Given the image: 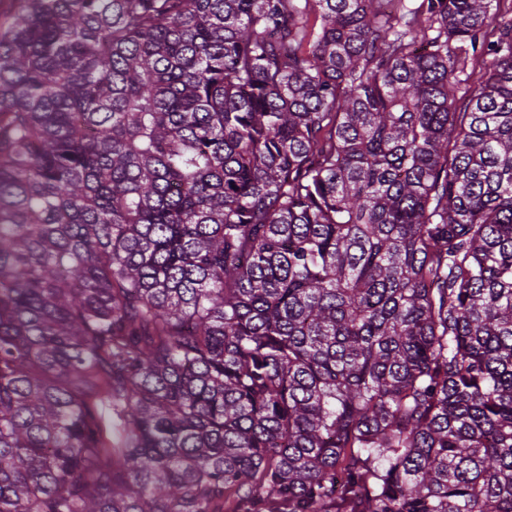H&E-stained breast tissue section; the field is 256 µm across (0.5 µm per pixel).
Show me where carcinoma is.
<instances>
[{
  "mask_svg": "<svg viewBox=\"0 0 512 512\" xmlns=\"http://www.w3.org/2000/svg\"><path fill=\"white\" fill-rule=\"evenodd\" d=\"M391 2L0 12V512H512V17Z\"/></svg>",
  "mask_w": 512,
  "mask_h": 512,
  "instance_id": "cac0c4a2",
  "label": "carcinoma"
}]
</instances>
